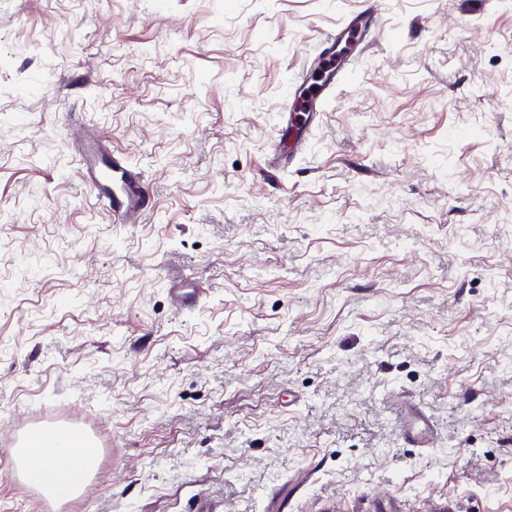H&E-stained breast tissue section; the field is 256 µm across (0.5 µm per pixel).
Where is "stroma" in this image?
<instances>
[{
    "label": "stroma",
    "instance_id": "1",
    "mask_svg": "<svg viewBox=\"0 0 512 512\" xmlns=\"http://www.w3.org/2000/svg\"><path fill=\"white\" fill-rule=\"evenodd\" d=\"M365 2L0 0V512H45L10 472L46 413L106 442L62 512H512V0H377L274 165ZM85 140L142 172L140 223ZM343 33H349L351 36H355L353 31V19L349 20L343 27L338 29L336 34L322 45L320 53L313 59L310 65L309 72H313L326 62H334L332 65L328 66V74L321 84L319 91L310 100L305 101L301 107H291L289 108V113L287 112L288 131L293 136L291 145L293 152L298 150L301 138H304L314 125L318 115L317 109L320 99L330 88L335 86L336 83L343 78L345 72L350 67L353 53H349L336 61V54L327 51L328 49L326 47L335 42L336 37ZM363 39L362 37L355 36V48L362 44ZM77 150L83 161L82 178L98 189L124 224L139 223L152 205L141 174L124 157L110 154L99 145L85 143ZM395 411L396 423L407 445L412 448H433L437 445V427L421 407L396 399Z\"/></svg>",
    "mask_w": 512,
    "mask_h": 512
}]
</instances>
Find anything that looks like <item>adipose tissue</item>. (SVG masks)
<instances>
[{"label": "adipose tissue", "mask_w": 512, "mask_h": 512, "mask_svg": "<svg viewBox=\"0 0 512 512\" xmlns=\"http://www.w3.org/2000/svg\"><path fill=\"white\" fill-rule=\"evenodd\" d=\"M24 453L31 472L41 477L47 490L63 487L69 500L81 493L98 465L97 448L73 429L34 432Z\"/></svg>", "instance_id": "adipose-tissue-1"}]
</instances>
